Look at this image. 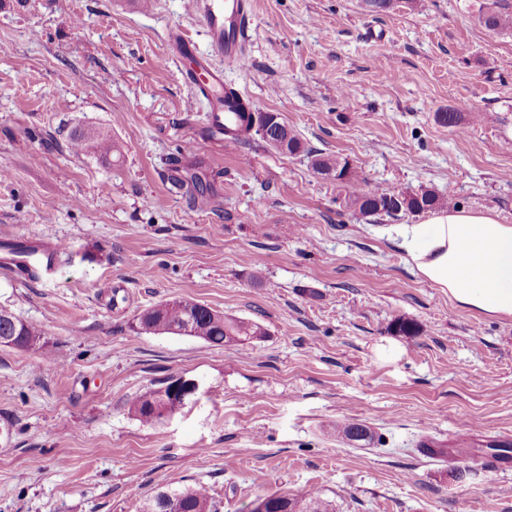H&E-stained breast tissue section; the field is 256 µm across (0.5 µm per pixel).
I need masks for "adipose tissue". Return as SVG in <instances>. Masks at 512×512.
Segmentation results:
<instances>
[{
  "instance_id": "1",
  "label": "adipose tissue",
  "mask_w": 512,
  "mask_h": 512,
  "mask_svg": "<svg viewBox=\"0 0 512 512\" xmlns=\"http://www.w3.org/2000/svg\"><path fill=\"white\" fill-rule=\"evenodd\" d=\"M397 234L415 274L455 306L512 317V224L490 211L448 207Z\"/></svg>"
}]
</instances>
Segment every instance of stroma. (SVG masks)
<instances>
[{
  "label": "stroma",
  "instance_id": "1",
  "mask_svg": "<svg viewBox=\"0 0 512 512\" xmlns=\"http://www.w3.org/2000/svg\"><path fill=\"white\" fill-rule=\"evenodd\" d=\"M512 0H253L249 62L224 83L305 144L213 140L167 54L209 43L188 0H0V238L64 243L35 281L0 266V306L42 330L0 347V512H141L196 484L245 512L312 492L333 512H512V470L421 451L512 439V317L455 307L392 233L425 214L364 217L359 190L431 189L512 224ZM455 109L458 126L438 122ZM123 141L73 153L74 131ZM348 158L357 184L307 150ZM266 330L250 345L140 334L161 301ZM420 332L392 330L397 318ZM400 353L385 360L381 344ZM200 393L161 423L132 403L166 380ZM367 426L370 442L337 435ZM480 424L471 433V424Z\"/></svg>",
  "mask_w": 512,
  "mask_h": 512
}]
</instances>
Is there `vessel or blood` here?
Instances as JSON below:
<instances>
[{"mask_svg":"<svg viewBox=\"0 0 512 512\" xmlns=\"http://www.w3.org/2000/svg\"><path fill=\"white\" fill-rule=\"evenodd\" d=\"M193 12L207 29L210 53L200 52L180 29H171L169 46L185 67L193 98H206L210 102L207 128L211 137L223 139L227 113L238 111L235 98L224 95V72L215 67L211 55L223 56L227 62L244 64L248 59V30L252 22V0H190ZM38 248L42 259H49L52 243L45 240L18 238L6 241L0 251V263L17 267L25 263L30 248Z\"/></svg>","mask_w":512,"mask_h":512,"instance_id":"1","label":"vessel or blood"}]
</instances>
